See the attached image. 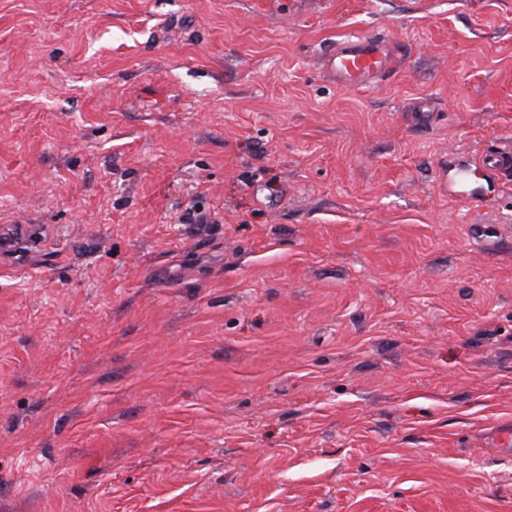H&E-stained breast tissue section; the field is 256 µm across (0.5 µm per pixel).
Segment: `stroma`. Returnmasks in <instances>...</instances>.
<instances>
[{"instance_id": "35a3bbf8", "label": "stroma", "mask_w": 512, "mask_h": 512, "mask_svg": "<svg viewBox=\"0 0 512 512\" xmlns=\"http://www.w3.org/2000/svg\"><path fill=\"white\" fill-rule=\"evenodd\" d=\"M503 140L512 0H0V512H512ZM401 47L378 33L344 39L324 54L321 65L325 76L336 85L371 87L401 63ZM499 150L487 157L488 162L483 160L484 165L490 169L508 176L512 172V145L509 142L497 147Z\"/></svg>"}]
</instances>
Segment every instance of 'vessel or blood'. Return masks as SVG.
I'll return each instance as SVG.
<instances>
[{"mask_svg": "<svg viewBox=\"0 0 512 512\" xmlns=\"http://www.w3.org/2000/svg\"><path fill=\"white\" fill-rule=\"evenodd\" d=\"M400 46L377 33L345 39L326 52L321 65L325 76L340 86H372L394 71L403 59Z\"/></svg>", "mask_w": 512, "mask_h": 512, "instance_id": "1", "label": "vessel or blood"}]
</instances>
